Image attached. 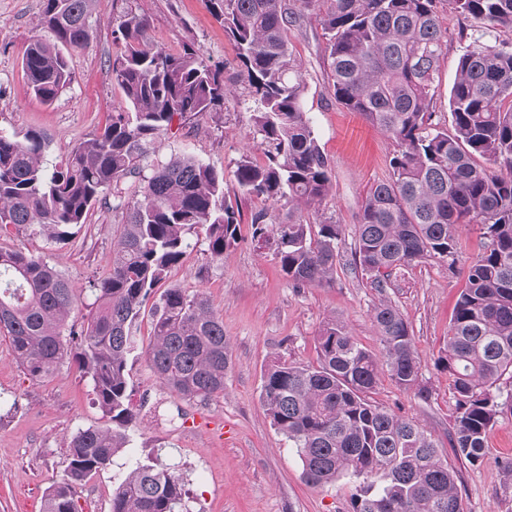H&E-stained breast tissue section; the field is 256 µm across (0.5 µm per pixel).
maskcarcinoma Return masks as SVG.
<instances>
[{
	"instance_id": "cac0c4a2",
	"label": "carcinoma",
	"mask_w": 512,
	"mask_h": 512,
	"mask_svg": "<svg viewBox=\"0 0 512 512\" xmlns=\"http://www.w3.org/2000/svg\"><path fill=\"white\" fill-rule=\"evenodd\" d=\"M96 0H41L51 34L28 45L23 70L30 93L52 103L71 81L63 50L81 49L93 33ZM244 76L243 98L255 105L252 140L264 161L240 156L235 182L245 196L288 203V220L251 217L252 238L273 247L288 282H328L344 228L307 222L321 205L331 163L303 111V80L288 29L315 11L330 59L336 101L391 137V176L374 183L355 228L354 263L383 291L403 268L434 259L459 261L458 229L478 224L490 248L465 264L445 355L456 403L449 440L474 465L503 404L491 389L512 374V0H446L448 11L476 23L448 92L453 132L433 121L439 60L448 42L437 0H209ZM124 50L109 61L124 106L102 131L50 165V137L0 134V234L10 229L55 244L69 241L98 205L122 212L109 276L92 284L94 301L81 325L69 323L76 289L39 255L0 248V335L33 379L67 362L77 366L111 426H89L69 441L62 481L43 494V512H78L77 489L112 463L137 422L130 408L129 358L141 311L191 243L204 231L221 260L241 236V213L224 195V174L195 156L149 163L157 139L175 123L224 111V66L192 46H155L147 20L128 11L113 30ZM484 159L481 164L478 159ZM150 169L144 174V169ZM136 177L135 200L107 192ZM373 323L380 353L359 344L336 317L316 337L317 363L275 361L264 372L261 404L275 429L297 448L312 485L357 482L352 512H463L455 474L432 435L371 400L382 369L402 388L419 386L414 336L398 307L382 299ZM146 355L161 387L182 399L224 393L231 349L224 320L201 296L164 290L152 306ZM182 477L162 464H135L112 494V512H190Z\"/></svg>"
}]
</instances>
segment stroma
<instances>
[{
  "label": "stroma",
  "instance_id": "stroma-1",
  "mask_svg": "<svg viewBox=\"0 0 512 512\" xmlns=\"http://www.w3.org/2000/svg\"><path fill=\"white\" fill-rule=\"evenodd\" d=\"M127 10L148 18L151 39L161 47L174 51L191 43L225 64L229 94L223 112L199 115L174 127L158 140L155 157L165 161L177 152L195 155L223 172L224 191L238 202L241 238L225 250L223 260H213L207 253L203 232H192L190 249L163 282L164 287L207 299L224 320L232 363L223 394L207 401L161 391L145 355L152 320L149 313H142L136 332L138 349L128 364L138 426L111 466L79 488V512H111L113 490L138 461L175 468L189 492L191 512H350L353 485L348 479L320 486L305 482L296 448L272 426L261 406V379L268 365L279 359L316 363V336L331 316L343 321L358 343L378 349L372 315L384 295L412 328L421 380L429 396L424 399L416 390L400 388L385 375L373 400L418 421L432 434L456 473L464 512H512V470L504 466L512 460V413L499 416L481 463L470 464L448 442L455 400L448 373L436 362L465 285L463 266L451 268L430 261L409 267L381 294L353 263L362 201L374 182L389 177L396 144L336 102L316 16H306L289 31L288 39L305 85L303 108L332 166V189L308 219L316 224L329 218L345 229L331 283L292 287L270 246L251 239L249 221L265 203L239 194L233 171L252 146L254 107L237 95L241 80L235 53L207 0H98L93 36L85 48L70 52L71 83L49 105L28 95L22 69L27 46L42 33L40 0H0V133L20 138L33 128L46 131L51 138L46 157L53 165L65 160L76 144L98 133L123 101L112 84L108 61L122 50L112 31ZM443 24L448 44L440 59L434 119L447 127L451 124L448 90L475 23L447 13ZM118 223L115 213L98 208L68 244L13 232L0 236V247H22L40 254L64 275L81 296V306L71 315L79 323L88 314L87 303L94 300L91 282L111 271ZM155 403L160 409L153 415L148 407ZM178 411L183 414L179 420L174 417ZM105 423L88 383L74 365L66 363L48 378L31 379L17 366L8 340L0 338V512H16L22 502L29 512H42L45 489L64 476L71 435Z\"/></svg>",
  "mask_w": 512,
  "mask_h": 512
}]
</instances>
